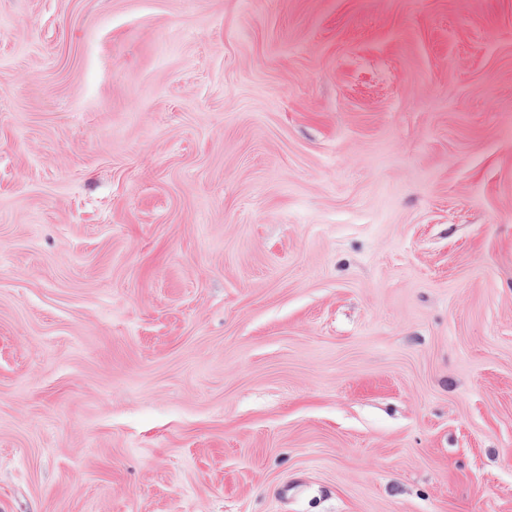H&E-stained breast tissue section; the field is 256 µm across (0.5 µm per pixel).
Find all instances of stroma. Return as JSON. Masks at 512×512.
<instances>
[{"label": "stroma", "instance_id": "stroma-1", "mask_svg": "<svg viewBox=\"0 0 512 512\" xmlns=\"http://www.w3.org/2000/svg\"><path fill=\"white\" fill-rule=\"evenodd\" d=\"M0 512H512V0H0Z\"/></svg>", "mask_w": 512, "mask_h": 512}]
</instances>
